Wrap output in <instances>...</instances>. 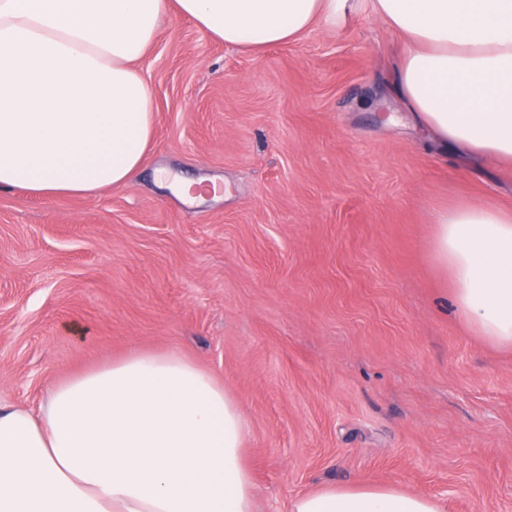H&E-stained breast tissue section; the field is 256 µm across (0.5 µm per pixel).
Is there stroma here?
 Masks as SVG:
<instances>
[{"label":"stroma","mask_w":512,"mask_h":512,"mask_svg":"<svg viewBox=\"0 0 512 512\" xmlns=\"http://www.w3.org/2000/svg\"><path fill=\"white\" fill-rule=\"evenodd\" d=\"M402 53L363 11L258 54L167 17L138 63L156 106L138 178L0 190V402L176 350L250 422L254 512L333 483L512 512V351L454 311L427 216L512 208V168L422 140ZM159 168L224 190L183 203Z\"/></svg>","instance_id":"stroma-1"}]
</instances>
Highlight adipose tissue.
<instances>
[{
  "label": "adipose tissue",
  "instance_id": "obj_1",
  "mask_svg": "<svg viewBox=\"0 0 512 512\" xmlns=\"http://www.w3.org/2000/svg\"><path fill=\"white\" fill-rule=\"evenodd\" d=\"M362 10L404 39L399 92L434 141L512 166V0H0V189L51 199L125 185L153 133L139 61L171 14L259 51ZM453 304L512 349V209L437 202ZM250 425L182 353L132 351L66 378L39 412L0 404V512H254ZM289 512H448L395 485H325Z\"/></svg>",
  "mask_w": 512,
  "mask_h": 512
}]
</instances>
